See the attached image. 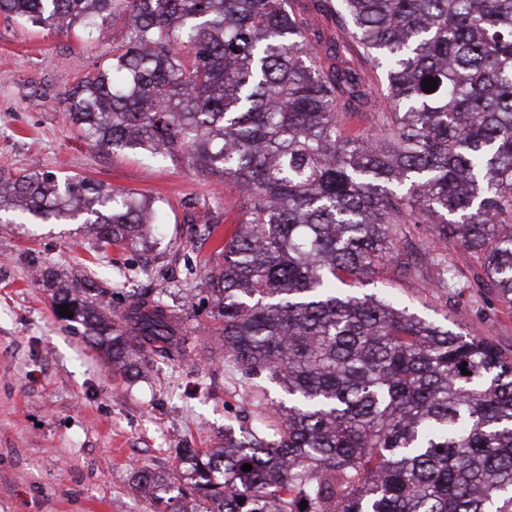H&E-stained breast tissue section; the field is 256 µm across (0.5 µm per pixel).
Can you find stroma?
<instances>
[{
    "label": "stroma",
    "mask_w": 512,
    "mask_h": 512,
    "mask_svg": "<svg viewBox=\"0 0 512 512\" xmlns=\"http://www.w3.org/2000/svg\"><path fill=\"white\" fill-rule=\"evenodd\" d=\"M126 30L57 31L0 14V172L38 167L137 192L157 205V230L125 250L99 249L79 222L0 223V512H156L135 485L137 468L175 474L182 448H219L224 429L253 411L232 365L169 363L113 371L79 329L57 320L35 267L79 284L96 276L123 302L144 291L172 295L191 330L212 326L201 271L222 262L243 198L185 164L131 151L99 152L63 102L71 83L110 62ZM365 292L409 312L474 331L512 356V306L489 288L448 298L424 275H374Z\"/></svg>",
    "instance_id": "1"
}]
</instances>
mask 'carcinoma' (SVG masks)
<instances>
[{
    "instance_id": "cac0c4a2",
    "label": "carcinoma",
    "mask_w": 512,
    "mask_h": 512,
    "mask_svg": "<svg viewBox=\"0 0 512 512\" xmlns=\"http://www.w3.org/2000/svg\"><path fill=\"white\" fill-rule=\"evenodd\" d=\"M293 2L0 0L1 14L61 31L124 21L111 62L65 92L75 124L101 152L185 162L245 202L200 280L220 323L208 359L264 376L288 403L266 404L265 428H227L222 448L183 449L177 494L157 495L161 473L138 485L161 512H512V358L352 293L381 266L416 270L402 240L427 224L435 287H464L436 249L454 242L512 304V0H310L383 71L378 93L338 51L318 54ZM366 109L377 126L346 133L339 117ZM156 214L103 183L0 173L10 224L82 215L100 247H124ZM84 281L79 295L55 289V315L113 365L188 358L180 307L143 293L114 310L111 290Z\"/></svg>"
}]
</instances>
